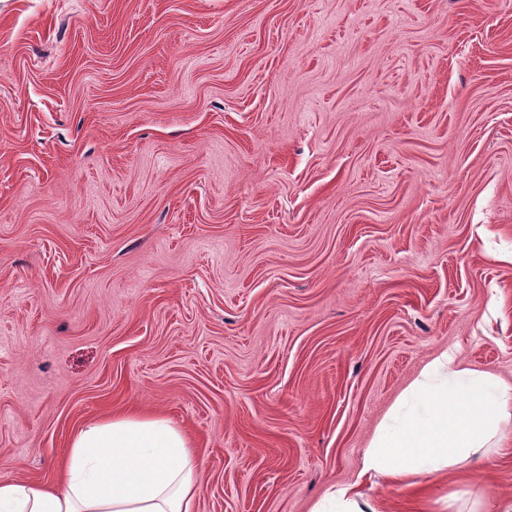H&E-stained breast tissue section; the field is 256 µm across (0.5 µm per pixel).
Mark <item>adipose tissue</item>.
<instances>
[{
    "label": "adipose tissue",
    "mask_w": 512,
    "mask_h": 512,
    "mask_svg": "<svg viewBox=\"0 0 512 512\" xmlns=\"http://www.w3.org/2000/svg\"><path fill=\"white\" fill-rule=\"evenodd\" d=\"M511 445L512 383L441 352L380 424L355 480L331 487L312 512H375L367 480L477 473ZM200 468L174 419L112 414L76 431L54 482L1 479L0 512H198Z\"/></svg>",
    "instance_id": "1"
}]
</instances>
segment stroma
<instances>
[{
	"label": "stroma",
	"mask_w": 512,
	"mask_h": 512,
	"mask_svg": "<svg viewBox=\"0 0 512 512\" xmlns=\"http://www.w3.org/2000/svg\"><path fill=\"white\" fill-rule=\"evenodd\" d=\"M445 349L512 382V0H0V479L137 409L311 512Z\"/></svg>",
	"instance_id": "1"
}]
</instances>
